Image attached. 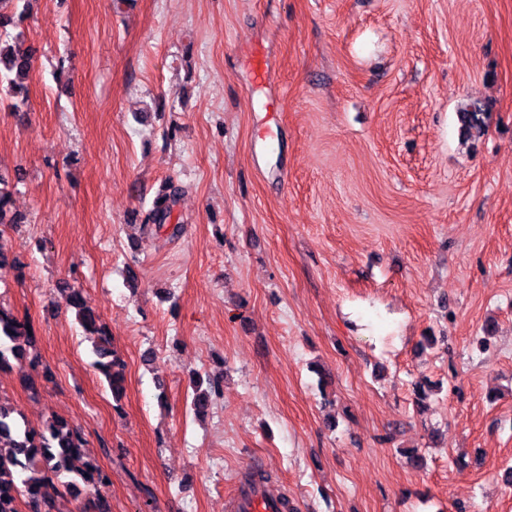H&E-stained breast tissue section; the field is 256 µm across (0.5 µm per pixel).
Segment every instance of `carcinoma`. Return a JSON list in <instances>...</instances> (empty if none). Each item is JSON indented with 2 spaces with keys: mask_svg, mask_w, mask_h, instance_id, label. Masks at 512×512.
<instances>
[{
  "mask_svg": "<svg viewBox=\"0 0 512 512\" xmlns=\"http://www.w3.org/2000/svg\"><path fill=\"white\" fill-rule=\"evenodd\" d=\"M35 49L25 45L22 35L14 44H0V87L7 86L13 94L12 108L19 112L27 105L25 81L32 69ZM484 112L481 108L465 109L458 113L464 134L479 136L484 132ZM9 176L0 173V224H14L7 218L11 199ZM180 195V188L170 184L168 193L154 200L145 213L142 225L162 227L171 223ZM66 304L75 310L76 320L93 337L92 354L95 366L104 377L112 394L123 391L124 363L112 347L98 313L84 305L81 293L69 283L59 285ZM28 323L19 320L0 305V370L10 360H29L36 366L40 358L34 336L26 329ZM192 399L194 410L203 414L210 406L212 396L220 393L219 383L208 380L202 390L197 382ZM19 413L0 399V512H21L25 504L28 512H57L58 487L75 498L89 493L94 497L84 504L88 512H110L100 490L109 486L110 476L88 452V441L81 431L62 417L52 416L40 429L23 425Z\"/></svg>",
  "mask_w": 512,
  "mask_h": 512,
  "instance_id": "carcinoma-1",
  "label": "carcinoma"
}]
</instances>
